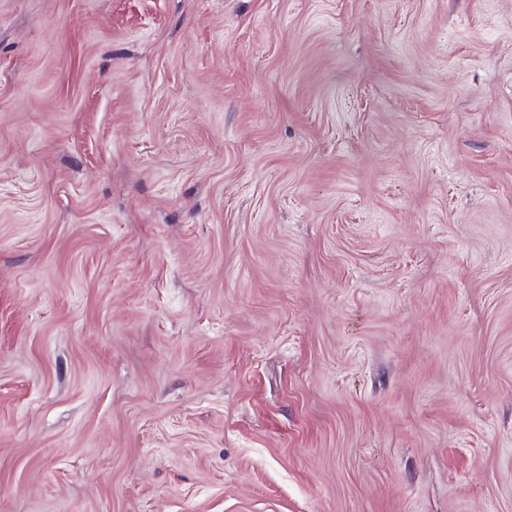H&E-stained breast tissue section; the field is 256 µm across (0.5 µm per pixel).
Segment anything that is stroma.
Listing matches in <instances>:
<instances>
[{"label": "stroma", "instance_id": "35a3bbf8", "mask_svg": "<svg viewBox=\"0 0 512 512\" xmlns=\"http://www.w3.org/2000/svg\"><path fill=\"white\" fill-rule=\"evenodd\" d=\"M0 512H512V0H0Z\"/></svg>", "mask_w": 512, "mask_h": 512}]
</instances>
